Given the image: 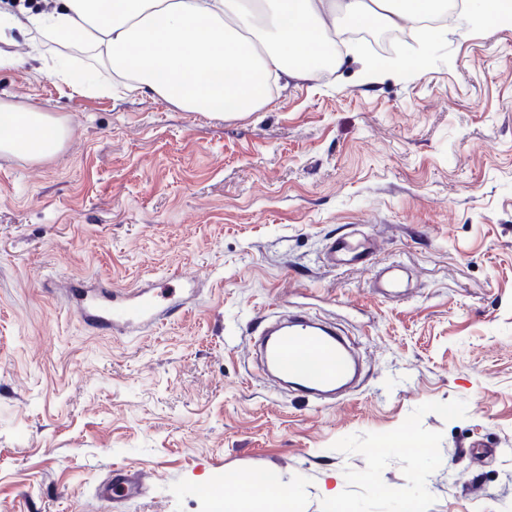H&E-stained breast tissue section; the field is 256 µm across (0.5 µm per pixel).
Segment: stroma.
<instances>
[{
	"label": "stroma",
	"instance_id": "obj_1",
	"mask_svg": "<svg viewBox=\"0 0 512 512\" xmlns=\"http://www.w3.org/2000/svg\"><path fill=\"white\" fill-rule=\"evenodd\" d=\"M392 53L424 65L365 86L352 63L237 119L0 70L72 127L50 159L0 158V512H212L228 472L272 473L295 512H330L328 487L346 512H512V26L453 18ZM343 236L377 240L366 267L326 264ZM392 263L398 300L373 286ZM173 275L182 310L127 335L54 290ZM297 308L364 354L336 403L274 391L250 352ZM117 469L143 492L103 502Z\"/></svg>",
	"mask_w": 512,
	"mask_h": 512
}]
</instances>
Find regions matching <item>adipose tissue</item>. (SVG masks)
Here are the masks:
<instances>
[{
	"mask_svg": "<svg viewBox=\"0 0 512 512\" xmlns=\"http://www.w3.org/2000/svg\"><path fill=\"white\" fill-rule=\"evenodd\" d=\"M441 0H52L38 13L0 10V37L28 33L33 59L53 44L64 54L54 77L83 94H108L69 53L93 57L124 92H152L185 112L224 118L271 103L277 81L316 78L315 59L329 33L363 19L384 29L418 30ZM71 135L66 115L0 98V156L32 161L55 156ZM228 512H283L293 493L266 478L227 475Z\"/></svg>",
	"mask_w": 512,
	"mask_h": 512,
	"instance_id": "ef3b65f1",
	"label": "adipose tissue"
}]
</instances>
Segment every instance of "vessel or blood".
Listing matches in <instances>:
<instances>
[{"mask_svg":"<svg viewBox=\"0 0 512 512\" xmlns=\"http://www.w3.org/2000/svg\"><path fill=\"white\" fill-rule=\"evenodd\" d=\"M375 242L359 243L347 237L333 241L326 254L330 266L355 265L374 252ZM174 291L166 284L146 290H130L125 300L101 307L91 320L112 330L140 324H157L178 311ZM265 380L274 388L295 387L306 394H333L347 388L359 370L345 338L335 327L298 312L286 323L264 332ZM142 489L137 474L114 471L99 488L104 502L136 496Z\"/></svg>","mask_w":512,"mask_h":512,"instance_id":"b4317fda","label":"vessel or blood"}]
</instances>
